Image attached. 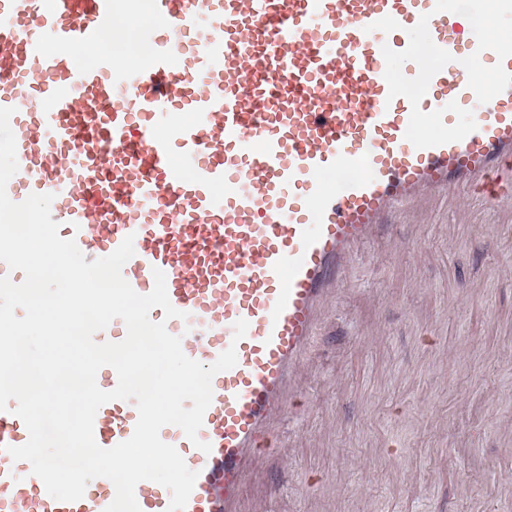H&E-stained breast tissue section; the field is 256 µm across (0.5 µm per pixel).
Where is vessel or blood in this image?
<instances>
[{
  "label": "vessel or blood",
  "mask_w": 512,
  "mask_h": 512,
  "mask_svg": "<svg viewBox=\"0 0 512 512\" xmlns=\"http://www.w3.org/2000/svg\"><path fill=\"white\" fill-rule=\"evenodd\" d=\"M146 37L117 0H0V107L14 108L7 194L50 193L86 261L126 236L122 275L166 276L168 321L191 359L238 362L212 380L197 449L161 439L198 478L185 512H240L246 478L298 395L324 310L358 249L421 203L478 191L512 207V50L448 0H149ZM97 49L92 64L82 53ZM428 63H419L420 54ZM490 64L481 96L472 65ZM471 108L465 124L452 110ZM335 187H328V179ZM249 324L234 340L237 320ZM134 401L101 406L97 443L129 439ZM28 431L0 411V512H104L112 481L58 501L8 449ZM141 512L171 493L140 482Z\"/></svg>",
  "instance_id": "vessel-or-blood-1"
}]
</instances>
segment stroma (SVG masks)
Returning a JSON list of instances; mask_svg holds the SVG:
<instances>
[{
  "instance_id": "1",
  "label": "stroma",
  "mask_w": 512,
  "mask_h": 512,
  "mask_svg": "<svg viewBox=\"0 0 512 512\" xmlns=\"http://www.w3.org/2000/svg\"><path fill=\"white\" fill-rule=\"evenodd\" d=\"M509 261L512 214L474 197L360 251L245 512H512Z\"/></svg>"
}]
</instances>
